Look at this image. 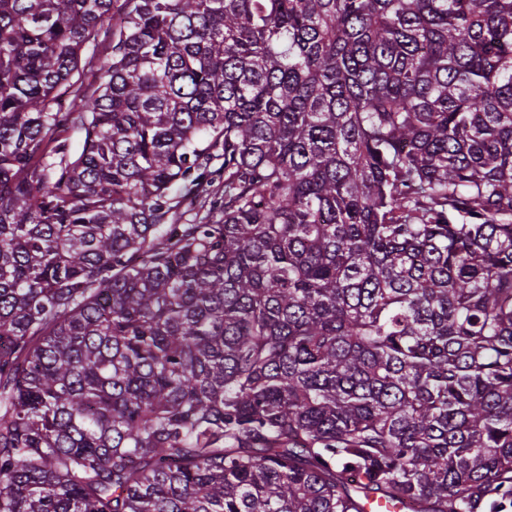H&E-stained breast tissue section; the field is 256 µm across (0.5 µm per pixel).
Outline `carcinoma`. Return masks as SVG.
Listing matches in <instances>:
<instances>
[{
	"instance_id": "obj_1",
	"label": "carcinoma",
	"mask_w": 512,
	"mask_h": 512,
	"mask_svg": "<svg viewBox=\"0 0 512 512\" xmlns=\"http://www.w3.org/2000/svg\"><path fill=\"white\" fill-rule=\"evenodd\" d=\"M371 496L512 504V0H0V512ZM111 46L108 40L101 35L94 43L88 44L82 53L80 64V76L75 74L73 81L80 78L85 84L93 82L99 76L98 68L100 62L110 56Z\"/></svg>"
}]
</instances>
